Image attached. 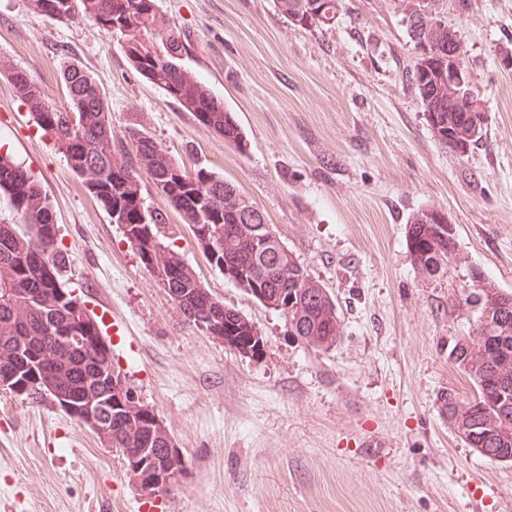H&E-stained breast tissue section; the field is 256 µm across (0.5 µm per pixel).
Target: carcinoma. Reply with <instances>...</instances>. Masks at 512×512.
<instances>
[{
  "instance_id": "obj_1",
  "label": "carcinoma",
  "mask_w": 512,
  "mask_h": 512,
  "mask_svg": "<svg viewBox=\"0 0 512 512\" xmlns=\"http://www.w3.org/2000/svg\"><path fill=\"white\" fill-rule=\"evenodd\" d=\"M32 5L52 19L80 15L120 33L124 53L136 71L194 113L202 125L224 138L225 144L244 151L247 138L234 113L181 64L185 45L162 20L156 0H32ZM274 7L295 27L323 31L336 23L342 0H274ZM410 7L411 0H403L402 21L413 46L427 41L445 47L456 41L463 80L457 86V97L448 99V59L428 56L419 59L408 73V82L415 88L431 130L440 136L450 131L456 142L471 150L482 140L486 127L474 124L467 111L482 107V103L472 89L461 34L452 25L442 30L431 25L414 29ZM0 73L33 112L39 127L51 135L111 221L125 225L136 238L142 263L168 290L188 322L240 354H261V333L254 323L214 298L164 244L163 214L158 212L142 222L132 201L142 197L143 172L183 222L195 228V239L225 276L244 283L248 295L274 310L294 300L288 309V324L299 342L326 349L336 344L341 323L333 296L307 274L282 241L255 242L260 236L257 229L267 226V219L233 183L205 167L187 169L140 123L127 127L121 138L114 135L99 81L75 63L61 71L69 99L65 108L51 101L34 80H18V70L10 67ZM1 192L11 200L20 224H0V372L18 369L13 348L19 346L29 356L13 384L27 383L41 376L38 357L43 351L55 349L63 336L80 337L78 351L57 357L63 374L51 397L67 403L74 418L81 417V410L94 402L103 428L100 439L107 447L123 448L142 440L155 467L166 468V449L172 446V437L167 428L157 424L154 412L147 409L130 422L125 411L112 403V392L86 382L97 371L112 370V350L101 336L97 320L73 315L71 304L77 297L59 284L58 273L68 258L57 243L56 217L40 183L22 166L0 156ZM246 209L255 212L250 224L243 221ZM406 241L414 263L424 273L433 263L447 265L457 246L456 237L431 223L424 210L409 218ZM482 292L499 298L500 315L478 322L473 335L457 340L449 353L476 393L467 402L452 392L442 395L441 412L468 447L496 461L503 452L512 454V387L500 383L502 375L512 382V292L505 293L485 280Z\"/></svg>"
}]
</instances>
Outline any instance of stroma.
<instances>
[{"instance_id": "35a3bbf8", "label": "stroma", "mask_w": 512, "mask_h": 512, "mask_svg": "<svg viewBox=\"0 0 512 512\" xmlns=\"http://www.w3.org/2000/svg\"><path fill=\"white\" fill-rule=\"evenodd\" d=\"M182 63L235 112L226 145L129 63L119 33L0 0V61L29 71L57 105L78 63L102 85L116 134L143 121L187 167L206 166L264 212L333 295L341 338L297 341L285 316L212 265L177 211L165 243L262 334L260 356L186 321L103 206L0 77V153L37 179L67 253L65 288L101 318L116 370L166 426L185 462L168 492H140L117 453L50 398L0 387V512H512V461L469 448L441 396L474 388L449 351L478 310L471 271L512 292V0L448 12L462 35L487 134L466 156L432 133L404 79L415 54L401 0H344L329 30L290 26L273 0H158ZM446 213L458 254L434 275L406 226Z\"/></svg>"}]
</instances>
